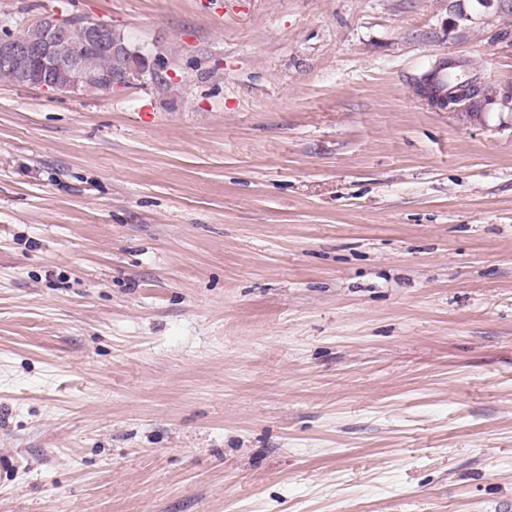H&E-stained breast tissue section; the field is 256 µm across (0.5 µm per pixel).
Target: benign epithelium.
<instances>
[{
	"label": "benign epithelium",
	"mask_w": 512,
	"mask_h": 512,
	"mask_svg": "<svg viewBox=\"0 0 512 512\" xmlns=\"http://www.w3.org/2000/svg\"><path fill=\"white\" fill-rule=\"evenodd\" d=\"M76 21L71 15L49 14L35 20L42 31L40 44L33 45L16 35L0 36V66L20 64L17 69L19 87L53 88L60 93H68L82 87L87 80L84 68V53L88 50L110 53L113 48L114 34L109 25L92 23L88 26V37L84 47L72 45L64 27ZM135 58L133 74L129 77L114 76L105 83L104 91L125 88L135 84L145 74L160 81L163 79L161 65L150 66L147 59L137 50H128ZM57 72L68 75L69 83L58 87L52 83Z\"/></svg>",
	"instance_id": "7a95c632"
}]
</instances>
